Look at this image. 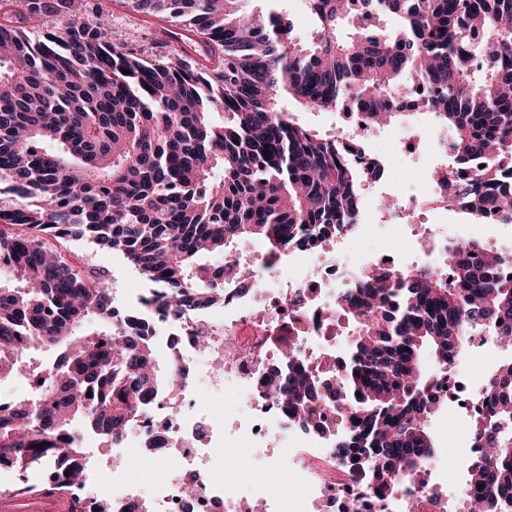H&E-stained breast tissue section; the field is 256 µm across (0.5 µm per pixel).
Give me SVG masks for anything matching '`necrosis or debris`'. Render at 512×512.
<instances>
[{"label": "necrosis or debris", "mask_w": 512, "mask_h": 512, "mask_svg": "<svg viewBox=\"0 0 512 512\" xmlns=\"http://www.w3.org/2000/svg\"><path fill=\"white\" fill-rule=\"evenodd\" d=\"M432 151L441 159L418 190L388 191L377 187L364 198L359 223L339 230L331 249L299 256H280L242 247L224 259V301L181 318L158 320L159 333L178 336L169 358L187 374L180 391L156 401L147 417L126 433L116 453L124 461L136 459L141 448L158 434L169 436L165 460L152 474L151 490L112 473V512H135L145 504L149 512H468L469 499L449 492V485L468 486L469 476L482 462L484 439L478 423L487 407V387L506 359L495 336L479 328L466 329L448 368L436 370L428 396L434 412L428 422L433 435L454 418L463 428L461 451L447 457L440 450L419 458L414 469L399 478L400 491H379L372 479L373 464L350 446V430L342 425L347 404H332L321 427H311L288 413L267 392L265 380L275 365L299 362L325 381L341 376L349 355L340 339L339 297L357 287L374 268L439 266L449 246L445 219L458 211L447 181L448 128L429 123L418 132H397L389 151L375 155L382 167H392L400 156ZM393 197V209L380 199ZM431 208L434 224L414 223V216ZM403 232L402 242L388 240L379 250L356 260L344 258L347 244L377 232ZM253 270L241 281L234 271ZM292 329L289 349L274 346L271 332ZM209 339L198 350L197 335ZM235 391L246 404L244 414L211 420L198 395ZM263 451L273 470L256 479L225 456L228 443ZM292 447L281 457L282 445ZM193 496H185L186 486Z\"/></svg>", "instance_id": "obj_1"}]
</instances>
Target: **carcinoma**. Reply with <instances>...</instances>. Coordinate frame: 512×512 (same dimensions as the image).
<instances>
[{"mask_svg":"<svg viewBox=\"0 0 512 512\" xmlns=\"http://www.w3.org/2000/svg\"><path fill=\"white\" fill-rule=\"evenodd\" d=\"M241 0H124L162 23L190 16L200 41L145 59L109 37L112 0H0V379L24 373L30 395L0 408V462L21 475L12 490L72 495L85 481L84 441L108 449L181 370L159 374L155 323L116 309L108 275L82 270L57 244L87 239L121 255L153 289L164 318L224 298V263L261 239L273 252L322 251L363 214L361 185L382 169L347 140L297 124L306 112L351 102L378 125L424 107L451 131L448 182L465 214L512 226V0H309L308 41L286 39L284 13L240 14ZM349 28L342 38L337 32ZM497 61L491 68L476 59ZM129 70L124 74L121 69ZM407 75L438 92L398 99ZM476 158L485 167L465 178ZM480 252L478 260L471 254ZM504 258L470 241L438 269H376L341 296L358 326L340 389L299 363L273 367L268 391L312 426L321 406L351 404L352 447L371 458L385 489L429 455L422 354L446 367L465 328L512 345V278ZM58 353L33 365L35 351ZM489 451L472 472L471 512L512 491V362L490 387Z\"/></svg>","mask_w":512,"mask_h":512,"instance_id":"carcinoma-1","label":"carcinoma"}]
</instances>
